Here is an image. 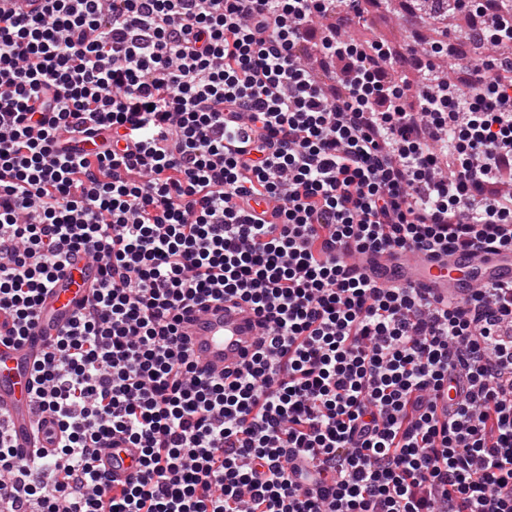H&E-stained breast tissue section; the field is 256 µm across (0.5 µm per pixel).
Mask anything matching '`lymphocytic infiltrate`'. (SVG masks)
Masks as SVG:
<instances>
[{"mask_svg":"<svg viewBox=\"0 0 512 512\" xmlns=\"http://www.w3.org/2000/svg\"><path fill=\"white\" fill-rule=\"evenodd\" d=\"M471 10L512 43V0ZM363 0H42L0 8V344L70 256L99 276L36 361L51 462L0 418V512H512V282L461 302L353 255L512 249V59L358 41ZM337 63L329 90L311 50ZM421 55L399 72L401 53ZM238 299L222 379L180 333ZM140 449L113 490L102 449ZM181 334L199 367L222 378L247 360L260 337L258 317L239 301L209 302L181 324Z\"/></svg>","mask_w":512,"mask_h":512,"instance_id":"f902f5d3","label":"lymphocytic infiltrate"}]
</instances>
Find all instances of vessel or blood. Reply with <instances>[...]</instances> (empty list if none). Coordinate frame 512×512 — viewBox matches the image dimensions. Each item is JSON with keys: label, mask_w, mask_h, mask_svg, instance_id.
<instances>
[{"label": "vessel or blood", "mask_w": 512, "mask_h": 512, "mask_svg": "<svg viewBox=\"0 0 512 512\" xmlns=\"http://www.w3.org/2000/svg\"><path fill=\"white\" fill-rule=\"evenodd\" d=\"M357 269L377 284L423 289L426 294L466 299L474 288L512 281V250H455L438 256L418 252L362 255ZM96 267L84 255L71 257L43 295L38 326L26 341L0 345V411L7 413L11 437L21 456H28L38 414L30 381L36 355L68 323L77 305L87 296ZM186 344L203 372L220 378L236 370L255 349L260 337L258 318L239 301L207 303L181 324ZM135 448L103 449L100 471L112 482H127L137 471Z\"/></svg>", "instance_id": "vessel-or-blood-1"}]
</instances>
